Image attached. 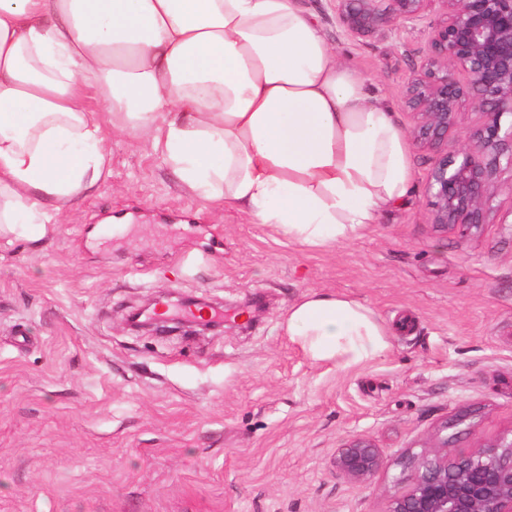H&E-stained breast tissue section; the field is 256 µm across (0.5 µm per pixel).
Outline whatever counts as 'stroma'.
Instances as JSON below:
<instances>
[{"label":"stroma","instance_id":"stroma-1","mask_svg":"<svg viewBox=\"0 0 512 512\" xmlns=\"http://www.w3.org/2000/svg\"><path fill=\"white\" fill-rule=\"evenodd\" d=\"M435 13L349 39L338 55L414 117L402 89ZM108 177L36 243L0 236V512H388L440 429L468 454L512 434V175L488 223L433 224V150L411 149L404 204L353 241L319 250L188 195L147 138L113 132ZM312 290L371 308L389 350L339 370L281 328ZM227 311L220 333L135 335L147 297ZM372 439L382 467L339 475ZM336 470L354 482H363L377 472L383 457L380 448L368 437L355 436L336 453Z\"/></svg>","mask_w":512,"mask_h":512}]
</instances>
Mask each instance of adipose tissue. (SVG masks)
<instances>
[{
    "mask_svg": "<svg viewBox=\"0 0 512 512\" xmlns=\"http://www.w3.org/2000/svg\"><path fill=\"white\" fill-rule=\"evenodd\" d=\"M91 87L113 130L149 136L198 199L303 246L356 239L412 189L388 99L302 0H0V224L19 238L39 239L108 173ZM283 328L340 369L390 347L370 308L321 291Z\"/></svg>",
    "mask_w": 512,
    "mask_h": 512,
    "instance_id": "ef3b65f1",
    "label": "adipose tissue"
}]
</instances>
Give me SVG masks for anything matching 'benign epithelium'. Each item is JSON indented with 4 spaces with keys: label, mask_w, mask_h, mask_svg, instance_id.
I'll use <instances>...</instances> for the list:
<instances>
[{
    "label": "benign epithelium",
    "mask_w": 512,
    "mask_h": 512,
    "mask_svg": "<svg viewBox=\"0 0 512 512\" xmlns=\"http://www.w3.org/2000/svg\"><path fill=\"white\" fill-rule=\"evenodd\" d=\"M324 19L343 36L359 38L379 27L401 30L441 6L428 32V50L404 88L416 118L412 137L436 152L426 186L432 221L468 230L487 221L501 168L512 171V0H327ZM469 102L480 124L464 128L459 114ZM197 306L204 301L174 293L150 299L130 312L136 333L158 328V303ZM452 438L419 464L411 488L388 512H512V437L460 456ZM336 470L354 482L377 472L383 457L368 437L355 436L336 453Z\"/></svg>",
    "instance_id": "benign-epithelium-1"
}]
</instances>
